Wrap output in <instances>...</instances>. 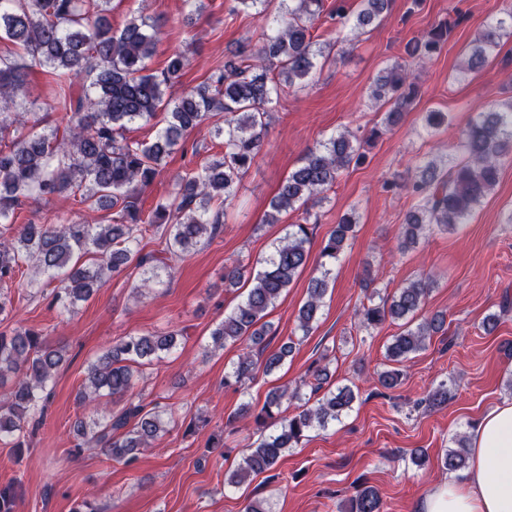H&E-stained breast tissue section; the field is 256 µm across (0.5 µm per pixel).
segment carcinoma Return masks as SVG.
Instances as JSON below:
<instances>
[{"mask_svg":"<svg viewBox=\"0 0 512 512\" xmlns=\"http://www.w3.org/2000/svg\"><path fill=\"white\" fill-rule=\"evenodd\" d=\"M107 0H0V38L20 46L32 59L52 70L60 86L54 108L67 114L63 135L53 128L35 131L27 124L30 68L25 63L0 60V139L10 138L0 150V314L12 306L9 283L27 264L47 276L53 285L52 302L68 311L105 285L110 274L135 264L144 278L136 289H146L163 271L223 226L224 205L259 155L268 125V114L277 101L281 84L304 88L317 69V59H327L333 45L319 43L312 29L327 15L336 21V33L349 28L358 33L371 27L392 0H358L351 13L341 0L327 11L324 0H289L288 8L272 17V34L253 49L232 52L224 69L209 83L184 93L175 101L165 90L179 82L184 56H168L163 71L148 72L146 60L155 49V34L145 19L134 17L119 30L106 17ZM464 17L448 16L410 40L405 57L384 68L376 78L372 98L384 110L383 122L399 124L419 95L408 66L423 64L448 42ZM512 36V4L504 15L486 23L469 45L460 73L482 70L499 55L503 39ZM76 77L83 80L80 94L67 88ZM165 112L166 127L151 143L124 136L127 124L149 121ZM224 113V126H213V135L224 139V156L187 172L176 180L172 199L156 204L148 217L135 204L138 191L147 187L178 145L184 133L215 113ZM448 114L427 111L422 129L431 134L448 124ZM368 138L349 132L330 136L305 151L270 201L263 223L275 224L279 215L321 203L342 171L362 163ZM463 157L454 154L431 158L409 169L399 183L415 201L401 228L398 250L415 247L429 227L454 231L468 222L472 211L494 190L501 167L512 162V99L477 112L462 137ZM80 195L91 211L120 207L119 224H84L61 219L57 224L15 225L14 212L29 198ZM312 213L304 211L303 223L288 225V232L263 261L262 270L245 299L211 332L213 345L222 348L240 342L242 352L224 374V385L242 386L258 370L279 368L293 352V341L263 356L272 324L266 321L310 255ZM357 220L352 213L340 217L336 229L324 240L321 257L336 260L352 238ZM158 238V252L135 248L146 234ZM330 270L320 266L307 287L296 329L306 336L318 320L329 288ZM431 291L430 279H416L391 295L373 288L369 305L358 310L361 325L377 328L387 320H401L402 331L386 348V359L402 363L426 347L427 340L444 330L445 314L437 312L415 322ZM179 331L164 335L124 336L91 363L79 393L81 403L93 407L92 419L75 429L78 448H99L127 464L137 451L164 430V412L147 408L141 395L133 394L139 368L161 359L177 346ZM64 360L61 350L50 346L31 329L0 333V386L12 380L0 395V444L19 452L28 428L43 418L50 392L47 385ZM401 370L385 369L378 384L392 389L400 384ZM328 365L315 361L305 385L315 401L300 390H272L259 411L246 406L238 417L253 418L270 432L249 449L231 472L229 483L240 486L271 471L286 450L295 448L310 431L324 429L350 411L356 394L348 385L330 387ZM123 403L121 409L99 410L101 392ZM298 400L297 413L282 415L285 401ZM446 450L441 466L458 471L469 459L467 439L457 436ZM348 512H382L378 493L365 487L350 498Z\"/></svg>","mask_w":512,"mask_h":512,"instance_id":"obj_1","label":"carcinoma"}]
</instances>
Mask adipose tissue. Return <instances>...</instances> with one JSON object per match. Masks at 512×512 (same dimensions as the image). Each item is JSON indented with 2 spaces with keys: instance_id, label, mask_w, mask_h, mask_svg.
I'll list each match as a JSON object with an SVG mask.
<instances>
[{
  "instance_id": "1",
  "label": "adipose tissue",
  "mask_w": 512,
  "mask_h": 512,
  "mask_svg": "<svg viewBox=\"0 0 512 512\" xmlns=\"http://www.w3.org/2000/svg\"><path fill=\"white\" fill-rule=\"evenodd\" d=\"M420 512H512V401L491 407L471 435L465 476L433 487Z\"/></svg>"
}]
</instances>
